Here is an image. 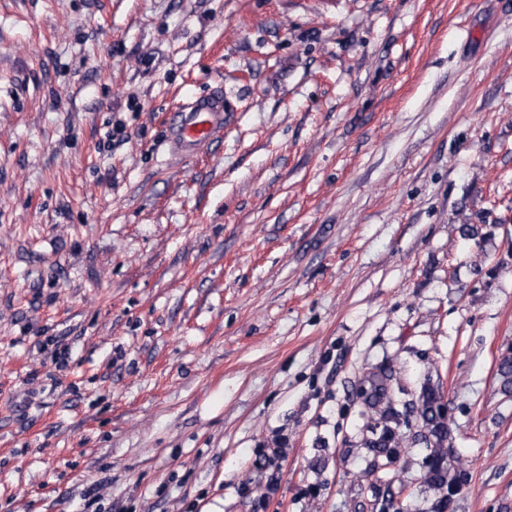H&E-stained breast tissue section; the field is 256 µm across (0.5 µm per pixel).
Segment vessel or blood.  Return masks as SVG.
I'll return each mask as SVG.
<instances>
[{
	"label": "vessel or blood",
	"mask_w": 512,
	"mask_h": 512,
	"mask_svg": "<svg viewBox=\"0 0 512 512\" xmlns=\"http://www.w3.org/2000/svg\"><path fill=\"white\" fill-rule=\"evenodd\" d=\"M169 142L182 157H190L208 143L224 136V94L187 95L180 109L172 113Z\"/></svg>",
	"instance_id": "b4317fda"
}]
</instances>
